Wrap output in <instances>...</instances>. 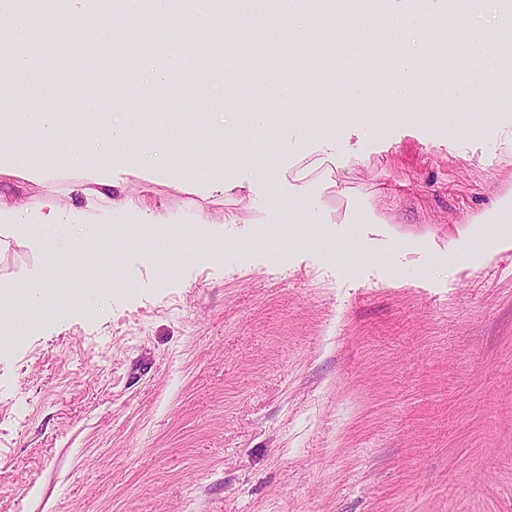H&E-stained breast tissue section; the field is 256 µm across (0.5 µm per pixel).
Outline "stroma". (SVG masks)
I'll return each mask as SVG.
<instances>
[{
    "mask_svg": "<svg viewBox=\"0 0 512 512\" xmlns=\"http://www.w3.org/2000/svg\"><path fill=\"white\" fill-rule=\"evenodd\" d=\"M185 96L126 66L124 84L150 103L161 138L181 124L202 162L213 133L242 136L225 111V58ZM81 38L59 36L31 93L67 112L58 87L97 98L116 119L112 84L85 83ZM262 104L280 177L297 171L309 132ZM512 112L464 123L380 119L366 162L345 177L386 224H347L323 195L322 220L288 222L275 181L200 195L137 172L84 191L64 175L0 174V200L54 198L89 213L131 198L164 213L162 235H113L121 280L85 311L46 324L19 295L0 328V512H512V241L481 248L468 219L512 191ZM210 219L189 235L197 214ZM166 256L158 271L150 252ZM42 265L26 244L0 251V281Z\"/></svg>",
    "mask_w": 512,
    "mask_h": 512,
    "instance_id": "obj_1",
    "label": "stroma"
}]
</instances>
